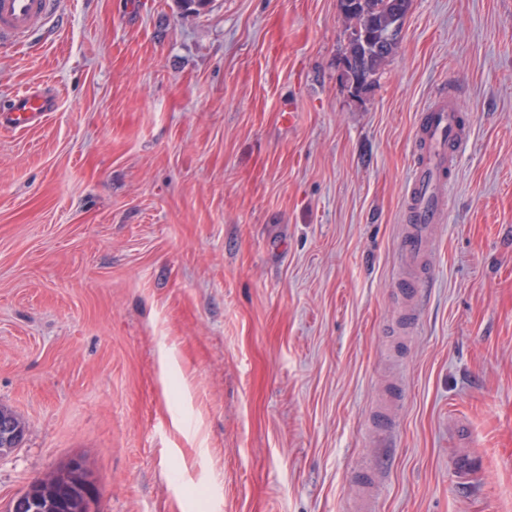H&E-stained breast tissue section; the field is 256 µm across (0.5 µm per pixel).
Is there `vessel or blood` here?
<instances>
[{"label": "vessel or blood", "instance_id": "obj_1", "mask_svg": "<svg viewBox=\"0 0 512 512\" xmlns=\"http://www.w3.org/2000/svg\"><path fill=\"white\" fill-rule=\"evenodd\" d=\"M56 0H0V44L19 45L41 29L55 12ZM54 94L34 88L15 91L0 107V128L25 130L45 122L56 111ZM466 132L456 103L432 101L418 131L419 160L406 188L409 226L401 241L402 255L421 269L432 227L441 223L446 191Z\"/></svg>", "mask_w": 512, "mask_h": 512}]
</instances>
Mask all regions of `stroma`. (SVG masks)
Returning <instances> with one entry per match:
<instances>
[{
	"label": "stroma",
	"mask_w": 512,
	"mask_h": 512,
	"mask_svg": "<svg viewBox=\"0 0 512 512\" xmlns=\"http://www.w3.org/2000/svg\"><path fill=\"white\" fill-rule=\"evenodd\" d=\"M337 0H57L0 45V512L74 457L95 512H512V0H413L361 98ZM468 140L402 326L429 102ZM57 107V98L52 93L34 88L17 90L7 105L0 107V128L26 130L45 122ZM26 424L11 409L0 405V457H7L21 447Z\"/></svg>",
	"instance_id": "1"
}]
</instances>
